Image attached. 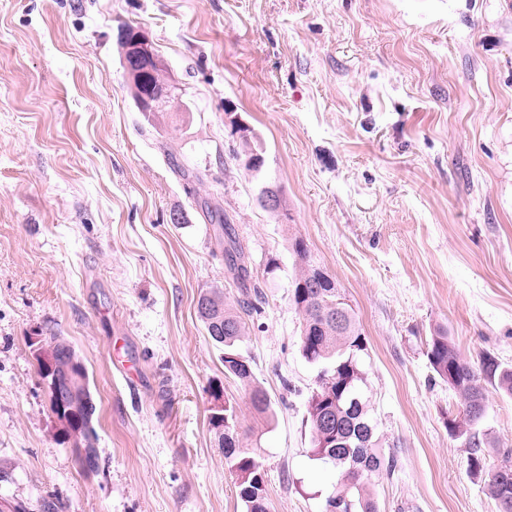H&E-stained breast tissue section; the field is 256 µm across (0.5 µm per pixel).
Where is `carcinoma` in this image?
I'll return each instance as SVG.
<instances>
[{
    "label": "carcinoma",
    "mask_w": 512,
    "mask_h": 512,
    "mask_svg": "<svg viewBox=\"0 0 512 512\" xmlns=\"http://www.w3.org/2000/svg\"><path fill=\"white\" fill-rule=\"evenodd\" d=\"M290 247L294 256L302 260L296 265L290 293L291 301L302 317L301 354L307 362L320 366L316 392L321 399L310 397L308 414L313 423L323 407H328L332 431L336 433V439L331 440L323 429L312 427L315 454L341 472L336 493L326 501V512H378L367 486L376 476L392 474L396 458L380 445L376 425L369 413L362 369L367 342L343 289L325 284L318 286L314 282L319 266L304 240L296 237L291 240ZM224 265L236 276L239 286L244 287L250 282L245 254L229 232L224 242ZM202 300L206 302L208 312H200L198 317L213 343L224 348V373L249 390L251 406L256 413L268 414L270 399L256 385L252 369L240 363L244 356L237 349V343L245 333L241 311L250 312L256 305L250 299L239 302L237 308L226 304L224 289L219 286L202 291ZM221 331L224 336L215 337ZM427 355L441 379H448L451 372L457 376L454 390L466 411L467 426L472 430L468 441L471 470L485 478L497 502L498 512H512V449L499 452V463L487 467V441L479 429L486 413L481 381H494L512 395V369L501 366L489 355L482 357L477 365L470 363L460 356L443 333L431 337ZM95 411L91 404L80 412V434L90 439L95 437ZM210 424L218 435L226 463L238 475L239 496L247 512H267L266 474L262 465L242 448L243 433L236 408L225 404L224 417L212 415Z\"/></svg>",
    "instance_id": "carcinoma-1"
}]
</instances>
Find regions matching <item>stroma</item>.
I'll return each instance as SVG.
<instances>
[{
    "label": "stroma",
    "instance_id": "35a3bbf8",
    "mask_svg": "<svg viewBox=\"0 0 512 512\" xmlns=\"http://www.w3.org/2000/svg\"><path fill=\"white\" fill-rule=\"evenodd\" d=\"M124 25L181 88L164 119L129 93ZM269 188L278 210L257 202ZM209 205L261 293L239 348L265 417L197 315L207 288L241 297ZM295 236L367 341L370 414L398 459L369 487L378 512H497L448 432L459 399L427 344L444 331L463 358L512 368V0H0V500L245 512L208 420L218 386L265 470L268 512H325L338 474L314 454ZM52 334L88 371L93 472L38 373L31 343ZM485 395L493 464L512 448V396Z\"/></svg>",
    "mask_w": 512,
    "mask_h": 512
}]
</instances>
